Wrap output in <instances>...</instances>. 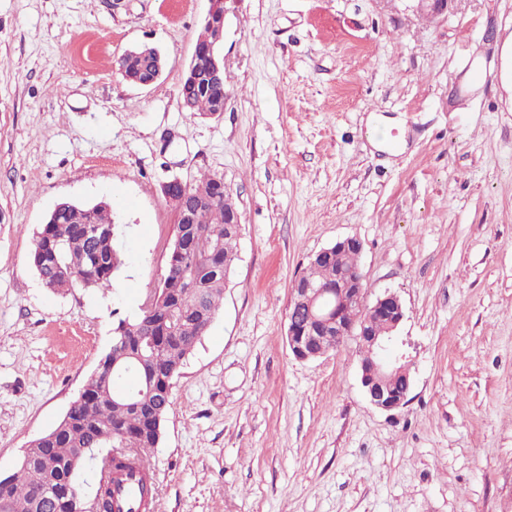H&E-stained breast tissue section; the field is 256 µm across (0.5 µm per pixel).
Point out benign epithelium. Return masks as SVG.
Wrapping results in <instances>:
<instances>
[{"label":"benign epithelium","mask_w":512,"mask_h":512,"mask_svg":"<svg viewBox=\"0 0 512 512\" xmlns=\"http://www.w3.org/2000/svg\"><path fill=\"white\" fill-rule=\"evenodd\" d=\"M417 12L426 11L435 15L447 10L450 0H415ZM224 0H210L206 23L215 28L213 42L202 53H193L189 70L204 68L211 78L221 83L224 74V58L220 55V44L224 35ZM333 248L353 249L362 253V242L355 236L336 240L310 256V262L325 258ZM288 310L287 341L292 355L301 361L317 359L326 354L321 349L324 343L339 344L353 339L358 344L360 354V382L371 405L391 412L408 402L411 377L405 384H398L403 376L397 364L406 360V354L398 348V329L405 317L400 297L386 292L373 301L367 300L362 268L358 267L341 274L336 288L314 285L301 278L293 282ZM305 309L309 318L297 322L293 311ZM377 312L388 323L389 335L381 337L373 334L363 323L365 314Z\"/></svg>","instance_id":"7a95c632"}]
</instances>
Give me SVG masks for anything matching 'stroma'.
I'll use <instances>...</instances> for the list:
<instances>
[{
	"mask_svg": "<svg viewBox=\"0 0 512 512\" xmlns=\"http://www.w3.org/2000/svg\"><path fill=\"white\" fill-rule=\"evenodd\" d=\"M222 113L179 85L209 0H0V479L148 307L176 233L162 191L230 186L238 260L171 391L148 512H512V0H226ZM148 45L150 86L115 60ZM489 66L487 85L471 70ZM62 201L110 203L109 289L44 287L30 255ZM396 293L408 403L360 384L356 342L288 347L291 286L336 239Z\"/></svg>",
	"mask_w": 512,
	"mask_h": 512,
	"instance_id": "35a3bbf8",
	"label": "stroma"
}]
</instances>
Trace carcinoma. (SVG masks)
Listing matches in <instances>:
<instances>
[{"mask_svg":"<svg viewBox=\"0 0 512 512\" xmlns=\"http://www.w3.org/2000/svg\"><path fill=\"white\" fill-rule=\"evenodd\" d=\"M162 58L152 47H139L118 61L125 73L143 81L153 78ZM222 94L200 72L184 73L179 87L182 107L192 114L208 115L214 99ZM207 188L203 196H185L182 187L166 185L163 193L173 204L195 215V223L177 225L184 248L169 256L168 268L158 297L161 307L171 311L181 325L169 332V323L159 310H142L134 319H123L113 329L110 350L101 359L103 368L120 359L130 364L128 354L145 343L151 346L146 366L132 369L127 376L145 390L153 416L165 420L171 404L173 380L179 376L185 359L208 333L224 296L225 284L238 259L239 235L224 224L229 209L237 208L234 198L224 197V178L203 175L195 187ZM114 224L109 206L98 203L79 206L58 204L41 225L31 253V264L43 285L59 293L80 285L84 288H108L121 261L114 247ZM356 263L354 255L333 254L324 263L310 264L305 277L314 284L336 282V271ZM82 278H77V275ZM115 379L104 375L89 380L87 396L75 403L52 429L54 438L41 441L29 452L45 456L58 466L69 467L74 448H111L103 458L109 472L133 473L143 467L147 454L157 446L156 422L141 410L112 398ZM46 473L38 465L21 467L0 486V512H64L58 501L41 497ZM79 507L93 512H114L112 477L99 482L91 505Z\"/></svg>","mask_w":512,"mask_h":512,"instance_id":"obj_1","label":"carcinoma"}]
</instances>
